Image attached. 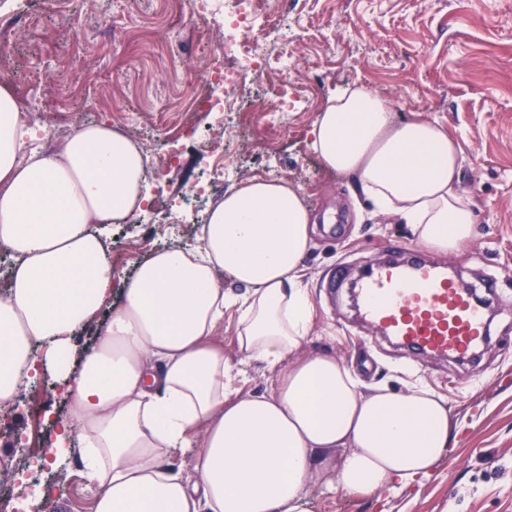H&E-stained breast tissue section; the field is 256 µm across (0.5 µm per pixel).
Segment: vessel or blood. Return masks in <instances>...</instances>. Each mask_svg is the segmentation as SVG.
Here are the masks:
<instances>
[{
	"mask_svg": "<svg viewBox=\"0 0 512 512\" xmlns=\"http://www.w3.org/2000/svg\"><path fill=\"white\" fill-rule=\"evenodd\" d=\"M391 260L364 268L355 283L357 312L399 346L457 361L474 359L491 338L498 280L464 282L419 251L393 243Z\"/></svg>",
	"mask_w": 512,
	"mask_h": 512,
	"instance_id": "obj_1",
	"label": "vessel or blood"
}]
</instances>
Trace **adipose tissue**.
Listing matches in <instances>:
<instances>
[{
    "label": "adipose tissue",
    "mask_w": 512,
    "mask_h": 512,
    "mask_svg": "<svg viewBox=\"0 0 512 512\" xmlns=\"http://www.w3.org/2000/svg\"><path fill=\"white\" fill-rule=\"evenodd\" d=\"M396 112L366 86L343 89L314 121L310 147L353 177L374 213L409 225L424 247L459 253L474 236L457 188L460 146L438 120ZM32 140L1 85L0 245L14 264L0 295V409L52 370L71 417L44 453L58 457L79 438L83 470L100 489L94 512H306L320 472L359 495L434 472L453 432L445 396L425 385L366 390L336 357L301 354L313 323L303 281L312 216L287 181L225 193L194 243L140 265L93 348L77 353V333L112 293L103 227L149 203V158L99 123L56 148ZM225 275L241 294L225 292ZM233 307L240 352L279 370L271 395L238 393L242 371L216 339ZM188 450L192 479L170 463Z\"/></svg>",
    "instance_id": "ef3b65f1"
}]
</instances>
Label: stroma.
<instances>
[{
    "mask_svg": "<svg viewBox=\"0 0 512 512\" xmlns=\"http://www.w3.org/2000/svg\"><path fill=\"white\" fill-rule=\"evenodd\" d=\"M262 11L288 17L287 68L273 77L247 76L237 91L244 108L267 100L287 84L299 100L285 130L248 125L236 112L224 115L234 141V173L225 191L252 179L288 180L298 187L317 223L304 260V281L314 305L313 324L301 351L335 356L364 386L404 390L426 385L448 399L457 433L430 477L383 496H354L331 489V474L307 487L309 512H512V0H263ZM26 16L10 38L7 82L14 93L46 86L53 100H68L76 123L121 130L128 113H142L135 129L151 158L173 156L161 190L152 191L153 216L107 229L112 253L124 254L112 297L99 320L120 305L136 267L161 244L190 243L193 227L168 223L171 204L210 172L213 149L187 135L203 125L195 89L211 70L220 35L175 0H26ZM364 84L412 111L439 119L461 146L459 188L474 213L476 235L458 254L430 253L439 266L464 280L486 272L500 281L501 308L492 340L480 361L407 357L380 342L353 319L348 292L329 294L337 266L358 272L380 261L390 243L415 244L410 226L374 215L352 178L323 167L311 150L312 124L335 91ZM237 314L229 310L217 336L224 355L241 364V394L275 392L277 369L246 361L237 341ZM39 407L43 441L54 438L56 415H69L61 390L41 392L0 412V453L11 470L0 472V490L22 479L20 444L31 436L32 407ZM79 445L63 461H43L30 512H93L97 493L83 475Z\"/></svg>",
    "mask_w": 512,
    "mask_h": 512,
    "instance_id": "1",
    "label": "stroma"
}]
</instances>
